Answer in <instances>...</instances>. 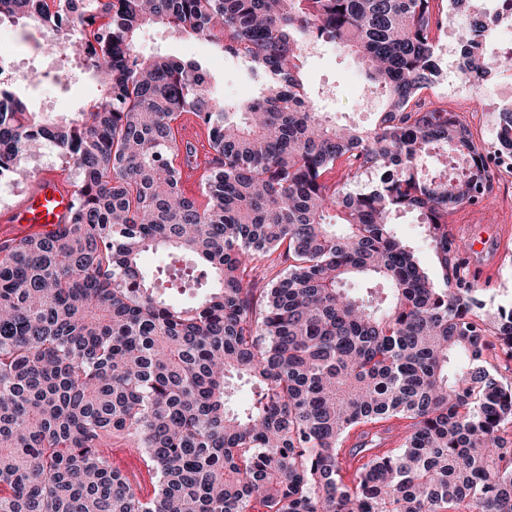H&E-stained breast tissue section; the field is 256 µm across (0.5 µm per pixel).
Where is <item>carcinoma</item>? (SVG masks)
I'll return each mask as SVG.
<instances>
[{
	"label": "carcinoma",
	"instance_id": "1",
	"mask_svg": "<svg viewBox=\"0 0 512 512\" xmlns=\"http://www.w3.org/2000/svg\"><path fill=\"white\" fill-rule=\"evenodd\" d=\"M452 2L462 76L511 72L484 0ZM5 20L44 28L102 94L52 117L0 78V180L34 178L39 146L77 173L68 223L0 239V512H512V382L485 357L489 336L512 351V309L485 317L448 230L491 156L422 98L441 74L435 0H0ZM149 27L208 42L253 97H216L201 60L140 54ZM319 42L360 59L374 126L316 107L302 69ZM187 114L208 135L204 204L177 163L198 162ZM496 144L512 157V106ZM407 212L441 286L393 230ZM163 247L213 279L195 305L154 295L140 259ZM265 259L282 269L260 288ZM236 380L251 395L231 408ZM392 419L407 430L381 452ZM114 436L152 495L100 452ZM132 442L125 437H113L112 448H102L101 451L112 460V465L126 474L140 475V491L143 496L151 495L155 479L147 471L139 452Z\"/></svg>",
	"mask_w": 512,
	"mask_h": 512
}]
</instances>
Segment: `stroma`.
<instances>
[{
    "label": "stroma",
    "mask_w": 512,
    "mask_h": 512,
    "mask_svg": "<svg viewBox=\"0 0 512 512\" xmlns=\"http://www.w3.org/2000/svg\"><path fill=\"white\" fill-rule=\"evenodd\" d=\"M45 36L44 29L31 22L0 24V52L14 53L20 62L21 74L15 80L17 91L34 112L78 111L98 95L99 85L85 73L79 60L63 62L47 52ZM139 49L147 55L161 53L204 60L215 77L216 93L224 98L243 100L254 91L253 82L206 42L182 37L168 29L151 28L141 35ZM438 57L442 75L427 90V97L444 100L449 109L470 117L476 139L485 142L494 138V126L482 120L479 113L487 103L497 101L500 87L512 85V76L492 75L480 93L452 97L448 94V83L457 77L456 59L444 51ZM304 74L317 106L337 122L368 127L383 107L381 99L365 96V71L351 53L328 44L318 46L307 55ZM449 221L450 230L459 241L467 243L475 238L492 242V253L469 252L468 262L477 270L475 279L487 309H512V182L503 181L495 195L460 209ZM142 267L154 283L157 296L175 305H192L210 288L209 281L194 278V264L186 256L162 249L151 251L143 256ZM105 454L114 467L139 476L142 495L152 494L154 478L128 438H113Z\"/></svg>",
    "instance_id": "35a3bbf8"
}]
</instances>
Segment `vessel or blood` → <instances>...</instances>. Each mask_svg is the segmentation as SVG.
I'll use <instances>...</instances> for the list:
<instances>
[{
  "label": "vessel or blood",
  "instance_id": "obj_1",
  "mask_svg": "<svg viewBox=\"0 0 512 512\" xmlns=\"http://www.w3.org/2000/svg\"><path fill=\"white\" fill-rule=\"evenodd\" d=\"M72 203L73 190L60 175L41 173L23 198L0 211V229L20 236L54 231L65 222Z\"/></svg>",
  "mask_w": 512,
  "mask_h": 512
}]
</instances>
